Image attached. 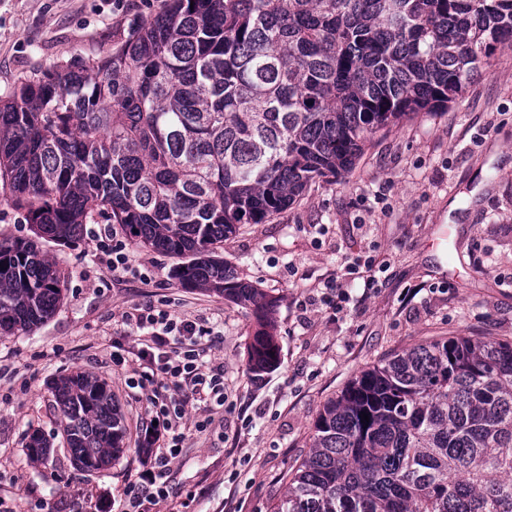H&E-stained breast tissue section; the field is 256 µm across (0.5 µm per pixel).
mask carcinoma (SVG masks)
Instances as JSON below:
<instances>
[{"instance_id": "cac0c4a2", "label": "carcinoma", "mask_w": 512, "mask_h": 512, "mask_svg": "<svg viewBox=\"0 0 512 512\" xmlns=\"http://www.w3.org/2000/svg\"><path fill=\"white\" fill-rule=\"evenodd\" d=\"M504 45L512 0H169L107 55L22 82L0 105V204L35 239L0 240V335L61 300L38 240L104 216L181 260L180 285L251 309L250 369L269 370L271 305L216 249L448 106ZM51 390L75 467L110 469L126 448L107 382L77 370ZM48 452L32 435L27 456ZM270 512H512V341L449 336L361 371Z\"/></svg>"}]
</instances>
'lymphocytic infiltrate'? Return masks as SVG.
Returning a JSON list of instances; mask_svg holds the SVG:
<instances>
[{
    "label": "lymphocytic infiltrate",
    "instance_id": "f902f5d3",
    "mask_svg": "<svg viewBox=\"0 0 512 512\" xmlns=\"http://www.w3.org/2000/svg\"><path fill=\"white\" fill-rule=\"evenodd\" d=\"M134 320L141 336L127 384L139 390L154 426L138 435L140 447L149 454L121 512H148L150 504L170 496L165 473L182 449L186 402L223 406L224 369L209 366L205 359L212 332L204 324L151 305L140 309ZM165 383L172 384L173 394L158 393V386Z\"/></svg>",
    "mask_w": 512,
    "mask_h": 512
}]
</instances>
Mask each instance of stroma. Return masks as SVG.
Wrapping results in <instances>:
<instances>
[{
    "label": "stroma",
    "instance_id": "35a3bbf8",
    "mask_svg": "<svg viewBox=\"0 0 512 512\" xmlns=\"http://www.w3.org/2000/svg\"><path fill=\"white\" fill-rule=\"evenodd\" d=\"M167 0H0V97L59 63L109 53ZM91 225L74 243L43 242L65 276L53 316L0 337V503L10 512H112L140 468L146 420L126 366L138 335L130 315L168 302L204 322L208 353L224 367L223 408L189 407L167 473L168 500L151 512H270L285 476L309 451L320 406L360 371L426 339L512 340V47L498 49L441 112H421L376 134L354 167L317 179L287 209L225 238V262L275 302L277 365L248 371L254 313L221 295L181 287L174 258L128 240L136 269L112 275L94 257ZM368 256L376 288L344 276L343 260ZM342 278L349 302L321 304ZM89 370L105 379L127 428V454L101 475L77 470L50 384ZM39 432L47 460L31 465Z\"/></svg>",
    "mask_w": 512,
    "mask_h": 512
}]
</instances>
